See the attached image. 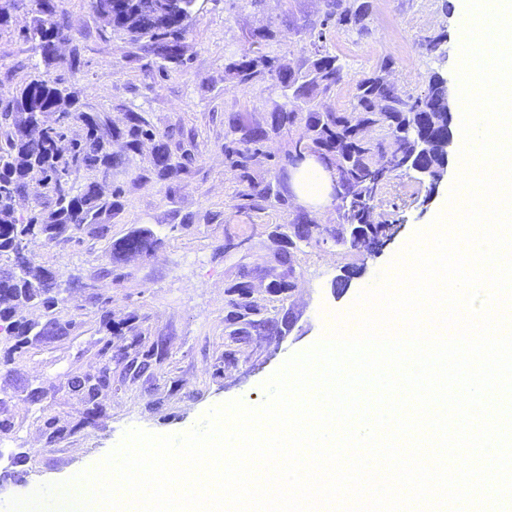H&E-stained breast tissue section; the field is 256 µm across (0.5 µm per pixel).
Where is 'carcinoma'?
I'll return each mask as SVG.
<instances>
[{"label":"carcinoma","instance_id":"obj_1","mask_svg":"<svg viewBox=\"0 0 512 512\" xmlns=\"http://www.w3.org/2000/svg\"><path fill=\"white\" fill-rule=\"evenodd\" d=\"M42 14L30 39L36 42L42 56L53 57L57 39L73 35V26L66 15L49 0H35ZM98 17L112 29L125 31L135 38L148 37L155 42V52L167 61L181 56V35L186 18L161 10L159 0H91ZM364 13L346 10L327 14L324 25L334 22L350 25L363 36L367 28L361 25ZM273 59L244 53L229 65L239 84L246 86L273 70ZM343 66L339 59L322 55L314 59L300 75L278 71V82L288 91L291 106L276 112L277 127L303 128L295 142V150L315 148L329 156H343L347 163L338 169L336 197L347 224H367L375 235H385L387 224L377 220L374 201L381 188L399 171L412 163L425 165L431 159L415 153L407 129L418 126L437 133L448 131V84L434 74L429 79L428 92L411 98L400 94L397 87L375 74L361 79L355 87L353 111L321 112L316 98L330 91L342 79ZM75 97L48 76L33 79L11 92L7 110L0 119L10 123L12 130L5 142H0V258H6L10 269L0 271V320L9 322L7 332L14 337L12 349L17 350L34 339L64 332L74 323L64 324L55 319L44 325L17 318L22 309L38 304L52 313L57 297L51 290L57 286L53 270L34 263L29 245L42 237L48 241L67 236L73 228L93 224L112 202L103 198L96 186L88 184L75 189L71 173L109 170L114 163L97 131L101 118L86 112H72ZM87 126L81 140H67V130L74 118ZM128 147L137 149L140 139L153 133L143 125L140 116H130ZM42 123L43 132L32 137L30 125ZM371 124L391 136V148L385 141H365L359 127ZM52 197L53 209L46 216L30 215L19 218L15 197L30 193ZM159 241L148 233L126 237L119 249L125 254H149ZM112 376L104 370L97 374H78L71 379L72 390L94 400L111 385Z\"/></svg>","mask_w":512,"mask_h":512}]
</instances>
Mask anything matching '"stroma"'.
I'll return each instance as SVG.
<instances>
[{"mask_svg":"<svg viewBox=\"0 0 512 512\" xmlns=\"http://www.w3.org/2000/svg\"><path fill=\"white\" fill-rule=\"evenodd\" d=\"M57 2L75 32L48 61L29 37L39 17L34 0H15L0 25V90L47 75L75 93L78 111L106 118L99 133L116 165L73 172L70 181L78 189L96 184L114 207L102 218L105 231L86 225L31 246L36 264L59 273L55 316L75 326L17 353L13 338L0 334V507L94 466L129 429L176 435L230 401L262 405L265 382L375 285L405 240L433 223L457 176L449 165L434 189L408 173L393 177L376 202L393 226L382 251L336 242L337 199L305 205L290 189L301 130L272 123L285 103L278 81L267 75L245 87L228 67L254 51L276 68L306 70L319 36L344 65L341 81L321 96L322 109L350 110L357 82L387 56L389 79L403 95L424 96L430 75L441 73L451 79L454 101L462 0H370L369 33L361 38L324 27L330 0H199L176 62L160 59L152 40L104 26L91 0ZM438 35L442 45L428 50L427 39ZM74 58L75 70L68 66ZM134 112L153 135L132 151L124 133ZM253 128L266 137L243 171L225 146L249 149L245 135ZM160 142L176 173L156 168ZM266 187L269 197L247 200ZM299 222L314 230L309 243L294 248L290 227ZM140 231L160 238V246L148 255L117 251ZM346 269L357 275L337 287ZM241 282L248 286L243 296ZM107 339L112 350L104 355ZM150 348L157 355L144 360ZM105 368L112 386L96 404L72 392L74 375ZM35 388L43 392L36 403L29 398ZM50 420L58 436H51Z\"/></svg>","mask_w":512,"mask_h":512,"instance_id":"stroma-1","label":"stroma"}]
</instances>
